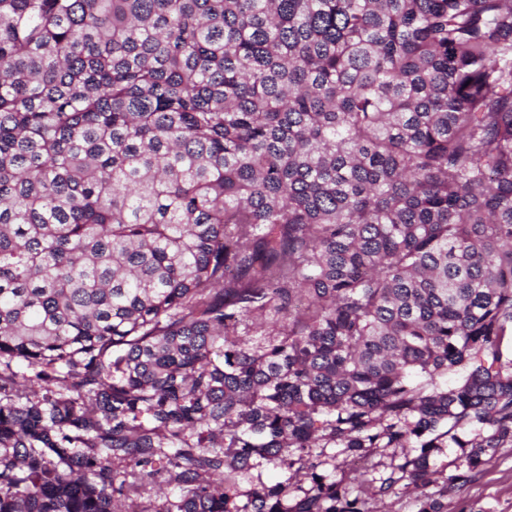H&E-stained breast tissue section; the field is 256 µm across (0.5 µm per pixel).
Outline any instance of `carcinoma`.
<instances>
[{
    "instance_id": "1",
    "label": "carcinoma",
    "mask_w": 512,
    "mask_h": 512,
    "mask_svg": "<svg viewBox=\"0 0 512 512\" xmlns=\"http://www.w3.org/2000/svg\"><path fill=\"white\" fill-rule=\"evenodd\" d=\"M507 338L512 0H0V512H445Z\"/></svg>"
}]
</instances>
